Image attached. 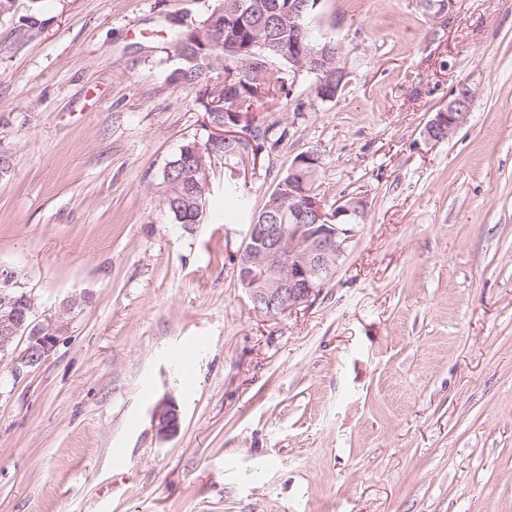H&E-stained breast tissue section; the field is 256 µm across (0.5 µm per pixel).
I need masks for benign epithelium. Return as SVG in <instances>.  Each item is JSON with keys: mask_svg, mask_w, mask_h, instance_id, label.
Masks as SVG:
<instances>
[{"mask_svg": "<svg viewBox=\"0 0 512 512\" xmlns=\"http://www.w3.org/2000/svg\"><path fill=\"white\" fill-rule=\"evenodd\" d=\"M306 0H288L276 8L282 26L295 28L301 20V5ZM416 8H426L434 19L448 15L453 0L435 4L431 0H413ZM288 79L300 74L315 78L314 91L321 99L335 97L344 88L346 72L335 53L312 43L294 45L288 51ZM472 89L452 95L448 105L436 112L425 132L428 139L440 142L462 126L470 112ZM320 159L314 152L297 157L288 168V186H279L274 195L288 198L291 224L249 225L247 243L237 260L238 280L248 293L256 311L273 315L307 301L333 276L345 246L364 223L366 201L350 196L327 208L314 191ZM75 300L69 299L51 315L38 318L31 292L23 289L17 273L0 267V360L12 361L11 376L20 378L24 369L46 360L68 330ZM26 339L18 349L19 339ZM155 427L165 435L176 433L180 414L176 405L165 406L155 415Z\"/></svg>", "mask_w": 512, "mask_h": 512, "instance_id": "7a95c632", "label": "benign epithelium"}]
</instances>
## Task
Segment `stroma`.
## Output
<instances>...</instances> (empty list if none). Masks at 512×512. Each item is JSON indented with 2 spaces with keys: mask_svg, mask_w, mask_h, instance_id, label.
Wrapping results in <instances>:
<instances>
[{
  "mask_svg": "<svg viewBox=\"0 0 512 512\" xmlns=\"http://www.w3.org/2000/svg\"><path fill=\"white\" fill-rule=\"evenodd\" d=\"M212 3L0 15V266L37 314L80 302L43 363L0 361V512H512V0H320L343 91L271 92L254 123L276 139L212 163V200L234 180L246 212L184 227L162 172L211 129L167 32ZM464 84L467 123L428 140ZM311 151L326 203L366 218L324 288L267 315L236 258ZM155 427L165 435L176 433L180 427V414L175 404L166 405L155 415Z\"/></svg>",
  "mask_w": 512,
  "mask_h": 512,
  "instance_id": "1",
  "label": "stroma"
}]
</instances>
